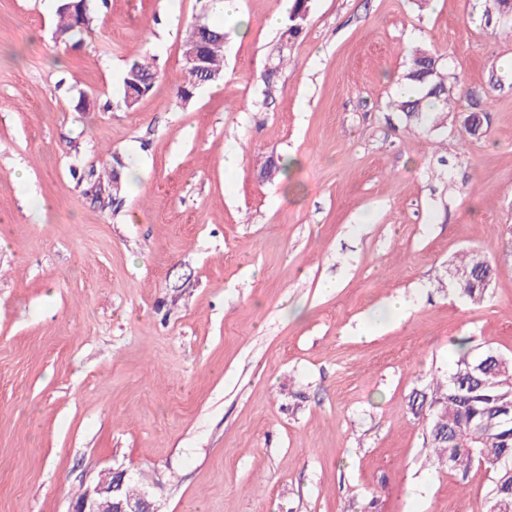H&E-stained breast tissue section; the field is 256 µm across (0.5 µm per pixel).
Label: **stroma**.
Masks as SVG:
<instances>
[{
  "mask_svg": "<svg viewBox=\"0 0 512 512\" xmlns=\"http://www.w3.org/2000/svg\"><path fill=\"white\" fill-rule=\"evenodd\" d=\"M491 5L310 0L286 40L281 0H89L65 46L58 0H0V512H69L112 468L160 512H482L489 472L432 466L408 399L453 337L512 357V38ZM202 13L224 78L185 102ZM417 47L464 89L422 131L389 106ZM144 56L160 76L129 108ZM116 156L117 195L95 179ZM466 252L497 269L476 304L448 277ZM73 3H78L73 7L72 15L70 12H66L62 10V7L65 3L61 4L57 10V22L55 26V35L56 38L61 41V43L67 45L70 42H73L74 37L77 34L82 33L83 30H89L90 24L92 22L90 17V12L87 6L82 7L81 0L71 1ZM156 78L157 72L149 62L145 60L132 62L125 70L122 78L123 99L126 107H134L140 101H136L133 97L130 102L128 101L127 96L130 98L133 94L131 90L128 91V87L131 88L138 97L143 90V97H145L151 92ZM134 80H137L140 86L135 85Z\"/></svg>",
  "mask_w": 512,
  "mask_h": 512,
  "instance_id": "35a3bbf8",
  "label": "stroma"
}]
</instances>
